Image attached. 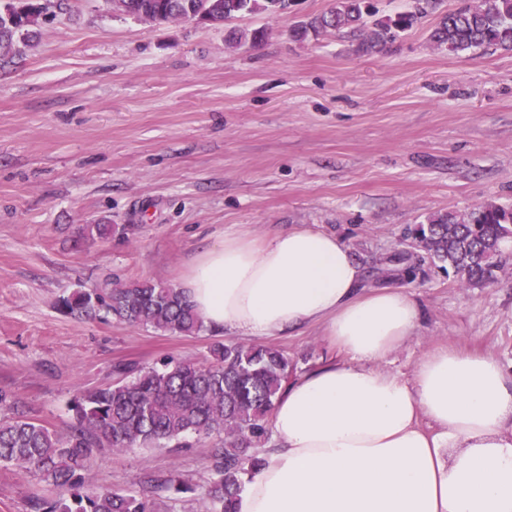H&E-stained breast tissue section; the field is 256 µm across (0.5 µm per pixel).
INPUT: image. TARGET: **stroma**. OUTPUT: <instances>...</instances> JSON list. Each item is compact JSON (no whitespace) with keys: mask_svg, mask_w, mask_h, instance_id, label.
Listing matches in <instances>:
<instances>
[{"mask_svg":"<svg viewBox=\"0 0 512 512\" xmlns=\"http://www.w3.org/2000/svg\"><path fill=\"white\" fill-rule=\"evenodd\" d=\"M330 0H295L288 15H248L262 45H228L220 26L153 25L108 0H66L0 68V386L21 409L67 432L69 406L111 382L115 363L205 362L197 338L60 311L63 297L109 280L179 286L190 260L226 233L257 240L294 226L334 233L363 272L407 225L486 201L512 204V50L435 49L427 19L382 52L347 34L289 39ZM89 224L115 226L90 239ZM421 317L383 361L411 375L437 347L492 354L512 378V276L461 288L440 272L393 275ZM297 373L345 356L313 325L270 337ZM212 438L186 448H104L91 473L137 491L145 473L189 493L155 512H201ZM38 481L0 467V512H28Z\"/></svg>","mask_w":512,"mask_h":512,"instance_id":"1","label":"stroma"}]
</instances>
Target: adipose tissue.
I'll return each instance as SVG.
<instances>
[{
    "label": "adipose tissue",
    "instance_id": "ef3b65f1",
    "mask_svg": "<svg viewBox=\"0 0 512 512\" xmlns=\"http://www.w3.org/2000/svg\"><path fill=\"white\" fill-rule=\"evenodd\" d=\"M362 279L349 246L309 226L259 243L227 234L189 264L183 290L211 328L274 336L319 324L346 356L278 397L273 445L237 512H512V380L493 356L449 347L408 377L382 369L419 310L402 289Z\"/></svg>",
    "mask_w": 512,
    "mask_h": 512
}]
</instances>
